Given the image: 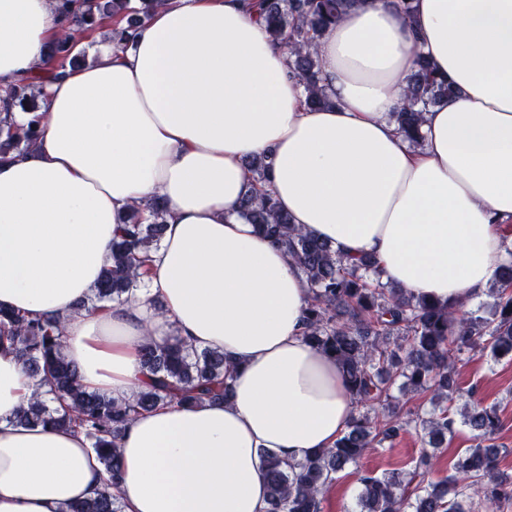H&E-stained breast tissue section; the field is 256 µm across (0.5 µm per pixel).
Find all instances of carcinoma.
<instances>
[{"mask_svg": "<svg viewBox=\"0 0 512 512\" xmlns=\"http://www.w3.org/2000/svg\"><path fill=\"white\" fill-rule=\"evenodd\" d=\"M369 0H256L267 31L289 55L312 107L330 103L318 85L316 42L328 28ZM156 0H91L76 17L79 27L93 30L114 20L111 39L128 47L142 16ZM72 37L60 39L53 55L62 63H81ZM457 93L417 54L407 77L402 105L391 114L398 130L418 147L423 141L424 112ZM23 110L36 112L34 84L21 81L12 89ZM33 128L0 124V155L26 150L35 140ZM152 221L144 223V212ZM240 216L288 251L310 284L304 338L341 365L354 403L346 432L331 448L319 449L301 462H284L265 453L269 484L268 512H322L324 490L334 475L359 462L369 448L381 447L402 433L414 432L424 448L407 473L360 476L357 512H473L476 498L496 505L512 502V473L500 469L497 434L501 421L494 405L481 401L455 412L452 402L462 392L456 362L465 354L512 359V261L499 267L490 295L493 302L475 310L457 309L416 296L381 281L375 263L345 261L332 245L290 222L273 196L246 197ZM164 210L157 201L131 209L127 223L112 241V264L92 290L90 301L125 303L138 287V265L159 245ZM0 349L16 356L38 379V387L19 410L16 422L72 428L95 450L110 480L94 498L71 502L61 512H122L112 494L120 476L119 441L126 426L142 411L160 404H195L227 395L231 367L218 350L197 349L181 337L140 345L143 369L150 382L129 399L116 400L83 388L77 367L64 351L63 326L54 318H26L0 310ZM431 394V409L408 406L418 395ZM476 431L478 443L464 451L454 471L438 482L425 481L433 457L447 447L457 425Z\"/></svg>", "mask_w": 512, "mask_h": 512, "instance_id": "cac0c4a2", "label": "carcinoma"}]
</instances>
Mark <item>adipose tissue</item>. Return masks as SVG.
Segmentation results:
<instances>
[{
  "label": "adipose tissue",
  "instance_id": "adipose-tissue-1",
  "mask_svg": "<svg viewBox=\"0 0 512 512\" xmlns=\"http://www.w3.org/2000/svg\"><path fill=\"white\" fill-rule=\"evenodd\" d=\"M255 0H162L132 48L91 64L50 54L89 39L59 0H0V119L41 78L38 137L0 158V308L61 319L88 390L124 399L148 377L145 338L178 332L232 366L226 400L138 415L120 441L124 512H266L264 452L331 447L353 400L339 364L305 341L310 285L239 218L257 185L291 222L383 281L458 307L512 260V0H370L317 41L331 106L311 108ZM459 94L424 115L413 147L390 115L416 54ZM164 205L150 276L130 303L88 298L131 207ZM35 380L0 351V512H60L108 475L70 429L17 424Z\"/></svg>",
  "mask_w": 512,
  "mask_h": 512
}]
</instances>
